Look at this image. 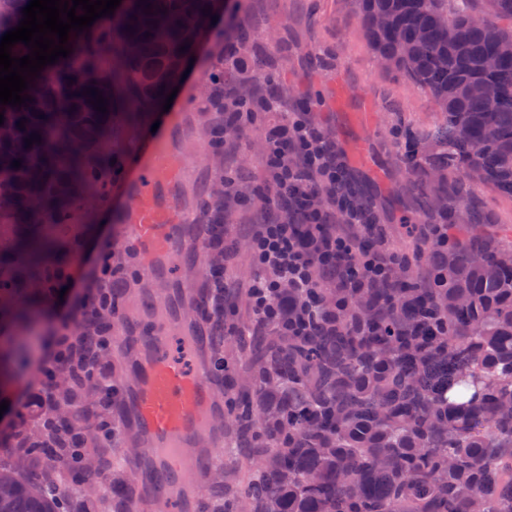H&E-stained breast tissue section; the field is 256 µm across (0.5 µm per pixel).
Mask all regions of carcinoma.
Listing matches in <instances>:
<instances>
[{
	"mask_svg": "<svg viewBox=\"0 0 512 512\" xmlns=\"http://www.w3.org/2000/svg\"><path fill=\"white\" fill-rule=\"evenodd\" d=\"M23 0H0V37L18 26ZM151 13H144L147 5ZM364 34L381 58L428 91L441 119L409 142L404 161L426 160L437 189L426 201L446 236L418 231L422 284L394 257L386 281L363 288H284L288 334L257 322L211 341L213 376L236 374L224 429L251 464L239 485L209 477L214 512H512V246L459 223L477 186L512 198V0H357ZM224 0H121L81 33L72 53L41 70L27 107L0 105V326L26 328L48 279L78 242L58 234L76 204L100 198L121 165L128 134L145 124L179 77ZM151 36H146V33ZM208 111L224 114V53L204 76ZM88 88L102 92L107 113ZM44 118H39V115ZM25 121V128L17 127ZM41 142L26 147L31 134ZM224 148V120L208 130ZM21 160V167L12 166ZM22 346L0 341V395L22 363ZM85 381L54 388V412L28 441L34 458L57 456L62 439L91 435L72 418ZM112 399L93 411L108 429ZM93 467L71 452L72 482ZM112 493L133 502L126 472ZM0 512H69L38 475L0 466Z\"/></svg>",
	"mask_w": 512,
	"mask_h": 512,
	"instance_id": "obj_1",
	"label": "carcinoma"
}]
</instances>
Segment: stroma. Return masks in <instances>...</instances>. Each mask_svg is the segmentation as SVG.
Instances as JSON below:
<instances>
[{
  "mask_svg": "<svg viewBox=\"0 0 512 512\" xmlns=\"http://www.w3.org/2000/svg\"><path fill=\"white\" fill-rule=\"evenodd\" d=\"M237 9L236 22L249 29L251 40L238 47L224 68L236 71L225 81L224 95L239 91L275 90L281 106L273 112H244L234 131L224 135L222 165H214L211 149L201 135L206 122L201 80L224 44V20L211 24L199 48L173 113L164 114L160 134H172L186 160L181 201L196 209V194L216 175L224 177V243L233 253L225 258V287L234 292L238 305L233 319L250 322L252 314L245 286L257 275L249 241L260 224L275 218L279 209L269 190L264 164L265 135L302 113H309L323 128L346 170L354 174H379L384 182L375 204L388 232L389 242L404 247L405 224L422 222L412 209L421 193L436 184L427 168L407 170L399 154L407 134L432 126L437 108L424 90L396 70L386 68L369 47L354 0H228ZM481 221L494 225L500 235L512 237V199L480 187L475 191ZM126 199L120 191L85 202L72 226L80 244L68 269L77 280L90 279L102 249L112 253V279L121 306L134 305L143 275L123 246V213ZM74 299L45 301L33 314L36 345L27 369L14 373L0 414V465L11 466L24 453V431L38 427V409L28 407V396L40 391V370L49 359L47 339L61 331L62 310H75ZM39 473L50 484L68 490V508L76 512L89 500L92 512H112V495L99 477L87 486L72 485L52 465Z\"/></svg>",
  "mask_w": 512,
  "mask_h": 512,
  "instance_id": "obj_1",
  "label": "stroma"
}]
</instances>
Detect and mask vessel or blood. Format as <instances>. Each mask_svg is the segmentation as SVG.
<instances>
[{
    "instance_id": "obj_1",
    "label": "vessel or blood",
    "mask_w": 512,
    "mask_h": 512,
    "mask_svg": "<svg viewBox=\"0 0 512 512\" xmlns=\"http://www.w3.org/2000/svg\"><path fill=\"white\" fill-rule=\"evenodd\" d=\"M182 170L181 157L155 143L126 188L127 241L148 280L172 284L159 301L161 319L140 337L145 352L128 362V385L119 393L124 418L150 450L149 459L131 468L146 512H189L182 489L213 468L225 441L215 423L224 408L206 363L205 324L186 321L182 307L193 289L176 275L184 262L201 265L204 252L198 225L178 209Z\"/></svg>"
}]
</instances>
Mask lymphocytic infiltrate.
<instances>
[{
	"label": "lymphocytic infiltrate",
	"mask_w": 512,
	"mask_h": 512,
	"mask_svg": "<svg viewBox=\"0 0 512 512\" xmlns=\"http://www.w3.org/2000/svg\"><path fill=\"white\" fill-rule=\"evenodd\" d=\"M267 165L280 205L291 211L292 219L262 225L253 236L252 250L263 274L250 280L247 290L259 319L284 326L288 318L276 297L284 288L313 287L315 269L338 274L341 287H360L356 273L341 272L352 241L336 225L359 224L363 217L346 207L336 151L310 120L299 118L270 132ZM107 344V334L93 332L88 321L67 326L55 339L51 364L43 373L67 374L80 364L97 382H106L99 353Z\"/></svg>",
	"instance_id": "lymphocytic-infiltrate-1"
}]
</instances>
